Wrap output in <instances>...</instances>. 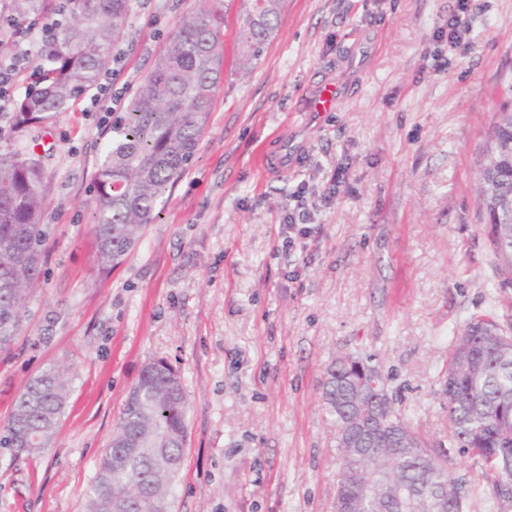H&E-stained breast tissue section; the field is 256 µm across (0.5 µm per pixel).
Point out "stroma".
<instances>
[{
    "mask_svg": "<svg viewBox=\"0 0 512 512\" xmlns=\"http://www.w3.org/2000/svg\"><path fill=\"white\" fill-rule=\"evenodd\" d=\"M283 0L247 72L240 0L224 11V82L196 155L125 262H94L92 179L112 116L93 93L13 130L0 152L44 169L43 278L22 331L0 353V425L26 384L64 367L71 394L42 455L0 448V512H82L97 460L143 366L163 358L190 399L173 512H332L339 451L327 367H381L394 406L447 441L443 374L471 318L512 321L479 211L476 177L495 107L512 86V0ZM198 0H131L113 46L131 100L179 16ZM460 16L456 41L448 20ZM326 82L330 112L310 101ZM299 152L264 170L281 141ZM313 203L307 237L283 246L292 194Z\"/></svg>",
    "mask_w": 512,
    "mask_h": 512,
    "instance_id": "stroma-1",
    "label": "stroma"
}]
</instances>
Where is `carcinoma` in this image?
Instances as JSON below:
<instances>
[{"mask_svg":"<svg viewBox=\"0 0 512 512\" xmlns=\"http://www.w3.org/2000/svg\"><path fill=\"white\" fill-rule=\"evenodd\" d=\"M12 10L45 28L33 82L14 103V129L47 123L97 87L110 49L129 26L131 0H11ZM282 0H246L238 31L242 64L249 65L277 28ZM224 14L212 4L182 14L166 49L124 112L112 120L93 179L95 262L118 267L139 243L168 188L197 152L224 81ZM512 151V97L504 100L487 133L478 173V203L504 271L512 276V212L496 210L512 196V172L488 157ZM38 159L0 153V351L10 349L26 299L43 275L47 230ZM380 368L348 354L327 369L322 402L336 426L359 397V384ZM448 400L450 446L433 447L393 407L373 419L372 438L388 457L363 459L340 449L336 501L358 495L356 475L370 472L375 492L362 512H438L434 493L448 496L446 512H465L469 481L453 476L450 450L470 468L495 475L512 459V323L477 316L452 347L442 384ZM70 396L68 379L50 369L17 396L0 427V448L32 457L48 448ZM189 402L181 377L163 360L147 363L131 387L116 431L100 456L84 496L83 512H172L176 477L187 438Z\"/></svg>","mask_w":512,"mask_h":512,"instance_id":"1","label":"carcinoma"}]
</instances>
